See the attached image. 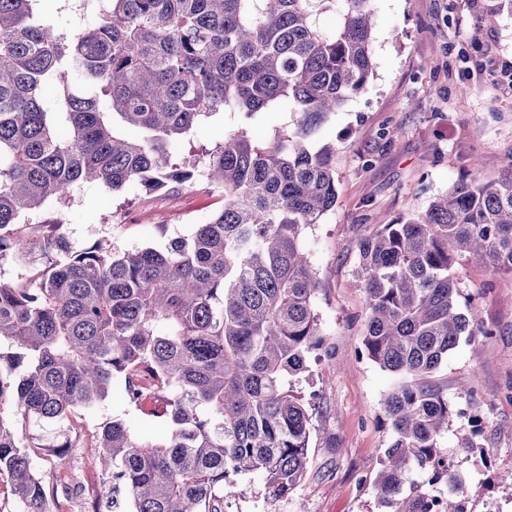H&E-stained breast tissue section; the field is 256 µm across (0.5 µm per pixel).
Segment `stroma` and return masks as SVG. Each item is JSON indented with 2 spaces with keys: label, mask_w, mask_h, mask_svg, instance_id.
Returning a JSON list of instances; mask_svg holds the SVG:
<instances>
[{
  "label": "stroma",
  "mask_w": 512,
  "mask_h": 512,
  "mask_svg": "<svg viewBox=\"0 0 512 512\" xmlns=\"http://www.w3.org/2000/svg\"><path fill=\"white\" fill-rule=\"evenodd\" d=\"M373 72L312 138L335 143L336 204L305 231V248L319 282L316 307L326 354L310 357L293 390L309 400V466L287 498L268 501L258 475H239L228 496L230 512H378L372 482L390 431L384 400L399 377L358 358L367 309L357 278L358 241L373 231L371 217L419 216L459 181L500 177L512 154V87L496 82L502 58H512V15L476 17L470 0H373ZM215 118L185 137L175 155L211 149L237 124ZM392 129L393 138L382 136ZM222 205L203 179L177 191L147 195L138 186L112 194L101 186L78 191L67 207L46 203L27 214L31 224L61 219L73 245L100 239L118 250L163 247L190 234ZM463 298L472 299L490 336L460 343L433 379L461 408L483 419L480 443L494 454L491 468L460 462L469 476L470 506L512 512V275L465 261L456 266ZM152 408L135 409L109 397L93 409L74 410L63 425L30 427L45 439L63 433L84 441L106 422L121 419L136 434L152 428ZM49 492L51 512H79L63 489L66 461L48 448L32 449Z\"/></svg>",
  "instance_id": "stroma-1"
}]
</instances>
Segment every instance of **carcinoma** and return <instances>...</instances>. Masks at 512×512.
Listing matches in <instances>:
<instances>
[{
	"label": "carcinoma",
	"instance_id": "1",
	"mask_svg": "<svg viewBox=\"0 0 512 512\" xmlns=\"http://www.w3.org/2000/svg\"><path fill=\"white\" fill-rule=\"evenodd\" d=\"M40 0H0V264L39 255L43 271L0 280V476L26 512H50L27 451L7 424L51 425L91 409L151 372L165 426L134 435L117 419L90 444L106 512H224L232 477L258 474L265 496L305 478L308 402L289 378L323 346L319 282L305 230L336 204V147L308 138L372 74V2L344 0L339 29L322 17L337 0H79L92 21L45 25ZM476 16L512 14V0H472ZM293 113L267 143L248 127L224 133L201 167L169 150L227 112L246 120ZM203 170L223 206L158 249L120 252L107 239L78 249L63 221L22 217L86 184L122 193L176 190ZM507 174L460 181L421 216L375 220L359 243L369 311L358 353L408 382L385 401L391 441L372 488L380 512H472L458 455L491 462L482 419L448 404L429 381L460 341L490 336L460 308L461 257L512 273V155ZM465 420L458 454L439 446ZM63 459L77 441L35 447ZM441 482L435 495L411 473Z\"/></svg>",
	"mask_w": 512,
	"mask_h": 512
}]
</instances>
